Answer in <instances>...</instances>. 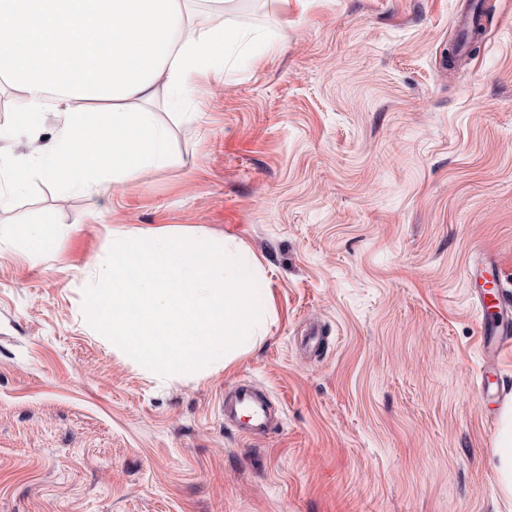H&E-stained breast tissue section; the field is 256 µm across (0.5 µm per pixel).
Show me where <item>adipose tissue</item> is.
I'll return each mask as SVG.
<instances>
[{"instance_id":"adipose-tissue-1","label":"adipose tissue","mask_w":512,"mask_h":512,"mask_svg":"<svg viewBox=\"0 0 512 512\" xmlns=\"http://www.w3.org/2000/svg\"><path fill=\"white\" fill-rule=\"evenodd\" d=\"M234 0H0V79L23 98L13 123L39 133L49 93L62 115L30 159L0 160L11 194L40 179L98 195L132 171L171 159L169 128L152 110L165 97L182 107L198 77L237 65L245 33L200 24L201 4L229 11Z\"/></svg>"}]
</instances>
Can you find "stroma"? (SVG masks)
<instances>
[{
  "label": "stroma",
  "instance_id": "35a3bbf8",
  "mask_svg": "<svg viewBox=\"0 0 512 512\" xmlns=\"http://www.w3.org/2000/svg\"><path fill=\"white\" fill-rule=\"evenodd\" d=\"M448 71L456 0H241L247 32L196 122L154 110L168 164L107 195L37 180L0 203V512H512L494 474L512 404L477 383L487 260L512 279V0ZM64 235L33 255L28 228ZM189 230L263 276V338L161 381L113 351L83 290L114 236ZM280 413L245 440L224 390Z\"/></svg>",
  "mask_w": 512,
  "mask_h": 512
}]
</instances>
